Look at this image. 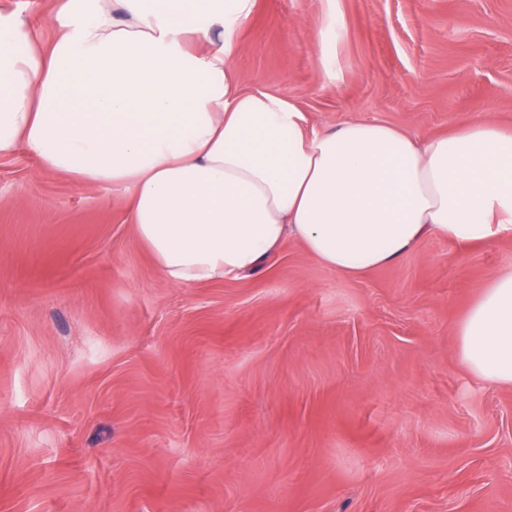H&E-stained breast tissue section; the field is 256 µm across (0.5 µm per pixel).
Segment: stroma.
<instances>
[{"label": "stroma", "mask_w": 512, "mask_h": 512, "mask_svg": "<svg viewBox=\"0 0 512 512\" xmlns=\"http://www.w3.org/2000/svg\"><path fill=\"white\" fill-rule=\"evenodd\" d=\"M231 62L318 130L512 129V0H254ZM511 267L428 240L350 278L290 239L176 287L120 193L1 157L0 512H512V387L456 336Z\"/></svg>", "instance_id": "obj_1"}]
</instances>
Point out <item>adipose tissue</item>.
Instances as JSON below:
<instances>
[{"label":"adipose tissue","mask_w":512,"mask_h":512,"mask_svg":"<svg viewBox=\"0 0 512 512\" xmlns=\"http://www.w3.org/2000/svg\"><path fill=\"white\" fill-rule=\"evenodd\" d=\"M49 48L0 13V156L127 198L171 284L264 268L288 238L360 277L426 240L512 237V130L490 115L420 140L382 121L310 129L229 62L254 0H56ZM205 41L190 50L188 38ZM478 379L512 386V270L456 328Z\"/></svg>","instance_id":"1"}]
</instances>
